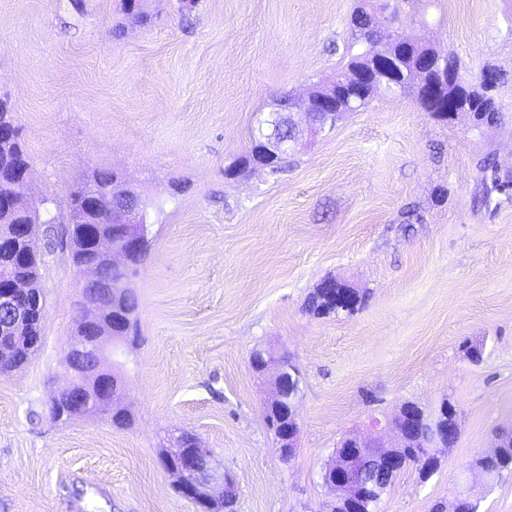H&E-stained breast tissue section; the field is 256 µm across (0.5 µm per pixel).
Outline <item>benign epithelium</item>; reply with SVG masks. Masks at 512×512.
I'll return each instance as SVG.
<instances>
[{
	"mask_svg": "<svg viewBox=\"0 0 512 512\" xmlns=\"http://www.w3.org/2000/svg\"><path fill=\"white\" fill-rule=\"evenodd\" d=\"M407 44V39L389 35L387 47L376 48L365 56V66L372 69L393 59L394 48ZM427 60L435 80L441 83L454 80L466 84L458 72L448 68L446 57L432 50ZM335 101L334 81L319 85L310 92L305 111V131L291 118L294 106L286 101H277L270 133L264 135L251 149V154L258 157L254 165L275 169L279 153L297 147L303 133L314 135L336 122L338 113L327 111ZM281 126L290 129L286 140L277 137V128ZM28 186L29 172L26 171L8 196L10 207L27 217V223L19 225L18 233L13 237L12 248L36 256L38 251L34 239L37 225L47 223L48 206L45 199L37 202L28 199ZM82 186L84 197L91 200V203L82 212L80 200L71 198L68 203L69 223L92 224L96 227L87 241L95 253V259L77 270V284L84 308L76 323L75 340L64 357L69 383L57 394L58 398L65 400V406L59 410L61 420L73 417V410L76 415L82 416L105 406L119 404L124 380L115 370L103 366L102 353L109 341L112 342L113 353H120V346L130 326V316L126 314L120 321L113 317V314L120 312L124 298L119 284L126 282L135 268L130 261V252H143L149 246L148 203L123 176L116 175L111 184L102 187L96 184L91 175ZM109 224L122 225V231L114 235L105 232ZM105 268L112 269L113 278L110 283L102 278ZM7 278L6 272L0 273V280ZM0 309L15 323L32 318L41 321L45 314V306L41 305L34 284L28 278L13 277L6 287L0 288ZM251 363L262 382L271 390L265 403L267 422L277 436L280 457L286 460L297 448L300 426L295 404L288 409L287 421L291 423L289 428L281 426V420L272 414L279 407L284 393L282 361L266 351L258 358L251 359ZM412 409L420 411L422 407L412 402L404 403L393 417L381 419L373 416L365 428L343 434L337 444L340 452L333 458V470L322 478V484L332 495V500L355 507V487L360 484L355 464L366 452H372L374 468L381 471L393 469L395 460L407 448L406 420ZM161 461L167 472L175 478L176 492L192 501L196 512H222L224 490L233 483V479L213 465L209 452L198 441L188 444L180 436L172 439L163 451Z\"/></svg>",
	"mask_w": 512,
	"mask_h": 512,
	"instance_id": "1",
	"label": "benign epithelium"
}]
</instances>
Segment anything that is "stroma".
<instances>
[{
	"label": "stroma",
	"mask_w": 512,
	"mask_h": 512,
	"mask_svg": "<svg viewBox=\"0 0 512 512\" xmlns=\"http://www.w3.org/2000/svg\"><path fill=\"white\" fill-rule=\"evenodd\" d=\"M356 0H0V97L26 143L30 192L65 219L91 171L121 172L153 202L151 247L124 347L121 406L49 416L66 384L81 296L70 251L43 255V343L0 375V512H194L160 455L194 435L236 488L234 512H326L322 463L345 432L405 402H451L460 434L426 480L407 468L381 512H432L458 492L512 512V477L468 475L512 426V0H439L402 37L453 52L464 75L498 69L499 114L441 121L409 96H376L304 137L272 173L225 170L280 96L305 109L351 42ZM332 277L364 292L353 314L315 317ZM482 349L471 363L464 348ZM301 372L299 443L282 459L263 418L253 349Z\"/></svg>",
	"instance_id": "35a3bbf8"
}]
</instances>
